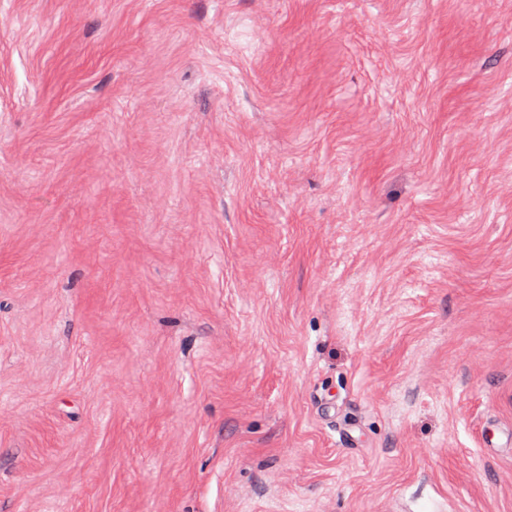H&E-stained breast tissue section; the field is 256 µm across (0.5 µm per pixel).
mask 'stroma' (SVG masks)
<instances>
[{"label":"stroma","mask_w":512,"mask_h":512,"mask_svg":"<svg viewBox=\"0 0 512 512\" xmlns=\"http://www.w3.org/2000/svg\"><path fill=\"white\" fill-rule=\"evenodd\" d=\"M512 0H0V512H512Z\"/></svg>","instance_id":"1"}]
</instances>
